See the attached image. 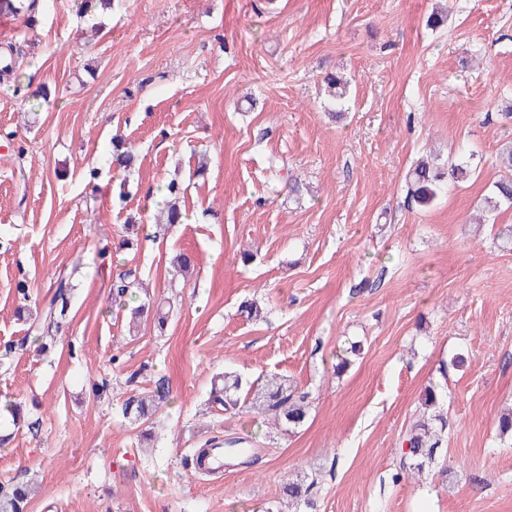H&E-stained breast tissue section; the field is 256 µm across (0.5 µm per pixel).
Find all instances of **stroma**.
I'll use <instances>...</instances> for the list:
<instances>
[{
	"label": "stroma",
	"mask_w": 512,
	"mask_h": 512,
	"mask_svg": "<svg viewBox=\"0 0 512 512\" xmlns=\"http://www.w3.org/2000/svg\"><path fill=\"white\" fill-rule=\"evenodd\" d=\"M45 2L0 41L17 49L0 77V400L37 423L0 445V482L37 483L28 512H267L297 475L318 512H512L496 428L512 407V249L497 237L512 206L486 207L512 142V0H113L89 44L75 0ZM439 8L445 26L426 29ZM331 71L350 80L340 122ZM117 134L137 155L126 173ZM431 152L471 173L421 208L405 176ZM173 179L187 219L170 227L148 195ZM131 267L173 301L165 331L129 330L111 285ZM62 271L70 310L41 352L30 337ZM227 369L293 381L305 423L224 415L209 394ZM432 379L448 387L450 471L394 480ZM147 395L141 422L125 404ZM230 435L252 457L201 475L197 448ZM125 140L118 135L112 138V164L116 169L128 171L132 168L135 154L131 146H126Z\"/></svg>",
	"instance_id": "stroma-1"
}]
</instances>
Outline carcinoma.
I'll return each instance as SVG.
<instances>
[{
	"label": "carcinoma",
	"instance_id": "1",
	"mask_svg": "<svg viewBox=\"0 0 512 512\" xmlns=\"http://www.w3.org/2000/svg\"><path fill=\"white\" fill-rule=\"evenodd\" d=\"M39 0H0V10L4 9L23 18L31 16L38 10ZM328 93L332 105L336 107L334 115L342 116L347 94V82L340 76L326 77ZM135 160L132 147L126 146L125 140L115 135L112 137V163L119 170H129ZM470 166L464 162H454L447 170H438L425 161L416 164L407 176L409 200L419 207H430L436 200L447 192L448 181L458 182L467 178ZM181 187L178 182L171 180L163 186V212L158 223L175 225L182 223L183 213L179 205ZM512 205V177L498 181L495 185V196L487 198L489 209L495 210L500 204ZM119 297L133 296L140 290L136 270L128 269L118 275L113 283ZM72 285L69 277L61 275L54 282V292L45 302L44 320L35 332L42 337H51L66 318ZM447 396V389L439 384L430 383L423 391L424 404L436 406ZM211 403L222 410L235 412L248 408L258 414H267L288 429L302 426L308 416L309 407L307 396L300 392L297 386L284 377L275 374L265 375L253 381L245 379L241 374L226 370L217 379L212 391ZM0 415L5 423L20 426L26 421L22 414L21 405L15 401H6L0 405ZM448 419L441 414L430 416L422 414L412 420L402 444L406 450L401 452L395 479L411 475L422 477L434 467H439V473L448 472L441 456V449L446 442ZM498 436L501 442L512 447V412L503 414L497 422ZM29 485L18 482L10 486L0 485V512H26L29 502ZM282 498L288 505L296 509L300 506L314 507L311 498V486L300 480L287 481L282 487Z\"/></svg>",
	"mask_w": 512,
	"mask_h": 512
}]
</instances>
